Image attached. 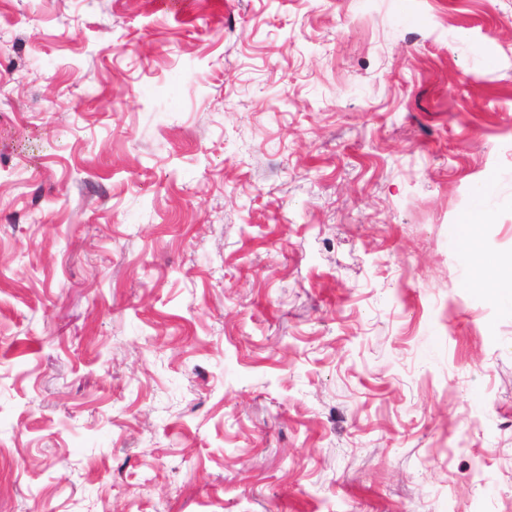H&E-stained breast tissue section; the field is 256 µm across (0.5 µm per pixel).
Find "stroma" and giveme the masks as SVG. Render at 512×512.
<instances>
[{
  "label": "stroma",
  "instance_id": "1",
  "mask_svg": "<svg viewBox=\"0 0 512 512\" xmlns=\"http://www.w3.org/2000/svg\"><path fill=\"white\" fill-rule=\"evenodd\" d=\"M512 0H0V512H512ZM486 194L487 186L476 189L473 205L460 222L463 247L469 253L473 264L469 285L472 288L489 289L495 300L511 305L512 275L501 274L499 261L488 255L481 246L479 229L488 223L490 217L484 206Z\"/></svg>",
  "mask_w": 512,
  "mask_h": 512
}]
</instances>
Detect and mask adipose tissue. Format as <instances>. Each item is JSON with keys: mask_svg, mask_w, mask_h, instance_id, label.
<instances>
[{"mask_svg": "<svg viewBox=\"0 0 512 512\" xmlns=\"http://www.w3.org/2000/svg\"><path fill=\"white\" fill-rule=\"evenodd\" d=\"M486 194V187L477 188L474 202L461 220L463 247L465 252L469 253L473 264L470 285L490 290L495 300L511 305L512 275L501 274L499 261L488 255L481 246L480 228L490 217L484 206Z\"/></svg>", "mask_w": 512, "mask_h": 512, "instance_id": "1", "label": "adipose tissue"}]
</instances>
